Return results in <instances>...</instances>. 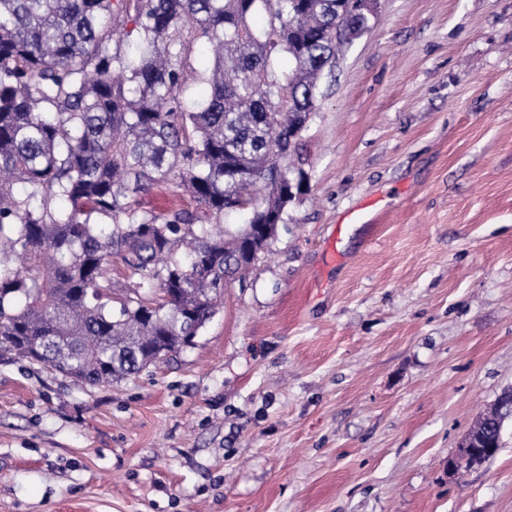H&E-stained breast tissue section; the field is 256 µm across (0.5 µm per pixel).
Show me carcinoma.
<instances>
[{"label":"carcinoma","mask_w":512,"mask_h":512,"mask_svg":"<svg viewBox=\"0 0 512 512\" xmlns=\"http://www.w3.org/2000/svg\"><path fill=\"white\" fill-rule=\"evenodd\" d=\"M336 2L0 0V361L94 388L198 335L276 237L224 227L225 201L285 222L284 188L303 171L288 155L340 47L370 24L336 25ZM201 41L208 94L187 108ZM162 183L192 205L142 207ZM500 420L495 403L475 428L488 438ZM212 56L208 51L205 44H200L194 50L190 58V68H188V78L186 84L189 89L187 93L183 95V101L189 102L193 98H198L206 93V87L203 84L197 82V75L209 68L211 65Z\"/></svg>","instance_id":"carcinoma-1"}]
</instances>
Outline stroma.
Listing matches in <instances>:
<instances>
[{
	"label": "stroma",
	"instance_id": "1",
	"mask_svg": "<svg viewBox=\"0 0 512 512\" xmlns=\"http://www.w3.org/2000/svg\"><path fill=\"white\" fill-rule=\"evenodd\" d=\"M308 191L194 347L81 389L0 362V512H512V0H375ZM502 430L500 426L494 439L491 442H485V445L468 435L463 443L464 450L460 459L452 464L455 466L457 463H464L476 466L484 463L486 458L496 454L502 447Z\"/></svg>",
	"mask_w": 512,
	"mask_h": 512
}]
</instances>
